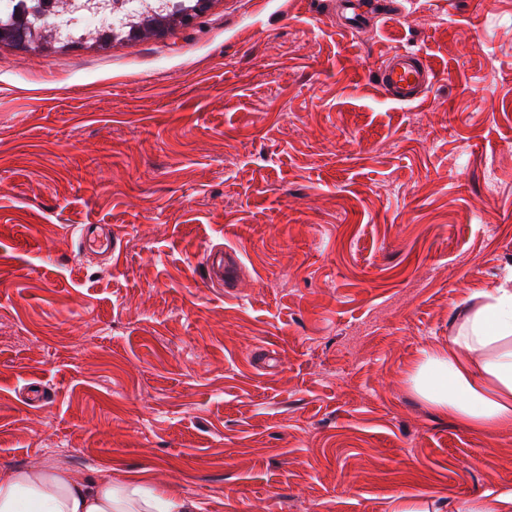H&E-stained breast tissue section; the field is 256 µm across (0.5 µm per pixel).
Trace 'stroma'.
<instances>
[{
	"label": "stroma",
	"mask_w": 512,
	"mask_h": 512,
	"mask_svg": "<svg viewBox=\"0 0 512 512\" xmlns=\"http://www.w3.org/2000/svg\"><path fill=\"white\" fill-rule=\"evenodd\" d=\"M360 6L352 30L336 0H212L160 38L0 44V470L200 512L512 491V432L404 381L512 269V0ZM397 50L435 73L420 102L380 86ZM80 242L86 254L112 257V229L107 225L87 224L80 228Z\"/></svg>",
	"instance_id": "obj_1"
}]
</instances>
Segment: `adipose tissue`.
I'll use <instances>...</instances> for the list:
<instances>
[{
    "label": "adipose tissue",
    "mask_w": 512,
    "mask_h": 512,
    "mask_svg": "<svg viewBox=\"0 0 512 512\" xmlns=\"http://www.w3.org/2000/svg\"><path fill=\"white\" fill-rule=\"evenodd\" d=\"M407 384L438 414L487 436L512 432V289L469 309L444 350H426ZM0 512H199L135 481L51 467L0 473Z\"/></svg>",
    "instance_id": "obj_1"
}]
</instances>
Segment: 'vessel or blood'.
Wrapping results in <instances>:
<instances>
[{"label": "vessel or blood", "instance_id": "vessel-or-blood-1", "mask_svg": "<svg viewBox=\"0 0 512 512\" xmlns=\"http://www.w3.org/2000/svg\"><path fill=\"white\" fill-rule=\"evenodd\" d=\"M385 93L393 101L407 104L420 100L435 77L431 68L410 51H396L386 57L378 72ZM80 242L86 254L108 258L112 255V230L101 224L80 228Z\"/></svg>", "mask_w": 512, "mask_h": 512}]
</instances>
